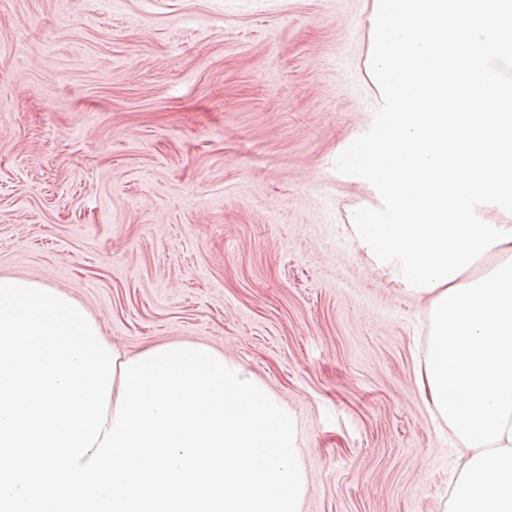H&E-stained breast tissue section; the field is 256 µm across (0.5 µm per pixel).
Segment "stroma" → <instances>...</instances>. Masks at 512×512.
<instances>
[{
    "label": "stroma",
    "mask_w": 512,
    "mask_h": 512,
    "mask_svg": "<svg viewBox=\"0 0 512 512\" xmlns=\"http://www.w3.org/2000/svg\"><path fill=\"white\" fill-rule=\"evenodd\" d=\"M372 0H0V276L119 350L190 341L300 424L302 512H443L429 301L359 249L339 173L381 100Z\"/></svg>",
    "instance_id": "obj_1"
}]
</instances>
